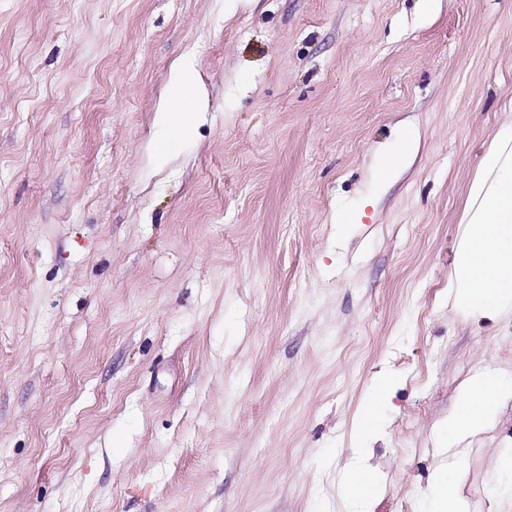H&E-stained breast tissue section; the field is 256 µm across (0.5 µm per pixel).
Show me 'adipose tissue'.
Returning <instances> with one entry per match:
<instances>
[{"label": "adipose tissue", "mask_w": 512, "mask_h": 512, "mask_svg": "<svg viewBox=\"0 0 512 512\" xmlns=\"http://www.w3.org/2000/svg\"><path fill=\"white\" fill-rule=\"evenodd\" d=\"M197 90L193 67L181 65L158 123L168 136L156 146L166 159L194 131L196 115L189 103ZM471 203L463 217V233L450 272V296L472 312H501L512 302V127L498 133L482 156L470 187ZM512 398V381L483 376L469 389L446 427L448 443L476 436L491 422L498 401Z\"/></svg>", "instance_id": "adipose-tissue-1"}]
</instances>
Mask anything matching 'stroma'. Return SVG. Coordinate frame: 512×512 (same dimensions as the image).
<instances>
[{"label":"stroma","instance_id":"obj_1","mask_svg":"<svg viewBox=\"0 0 512 512\" xmlns=\"http://www.w3.org/2000/svg\"><path fill=\"white\" fill-rule=\"evenodd\" d=\"M510 125L512 0H0V512H350L363 449L371 512H429L464 385L512 378V311L448 302ZM462 446L512 512V399ZM196 91L195 70L190 65H181L176 71L174 82L164 105L160 112H157L158 123L172 131L156 146V156L160 161H164L174 153L181 142L192 135L197 113H202L189 112L190 101L197 100ZM389 397L388 380L383 379L375 392L365 399L355 417V430L362 437H370L379 431L383 424V406ZM380 480L361 456L360 464L349 473L344 484V493L350 500L365 505L379 492Z\"/></svg>","mask_w":512,"mask_h":512}]
</instances>
